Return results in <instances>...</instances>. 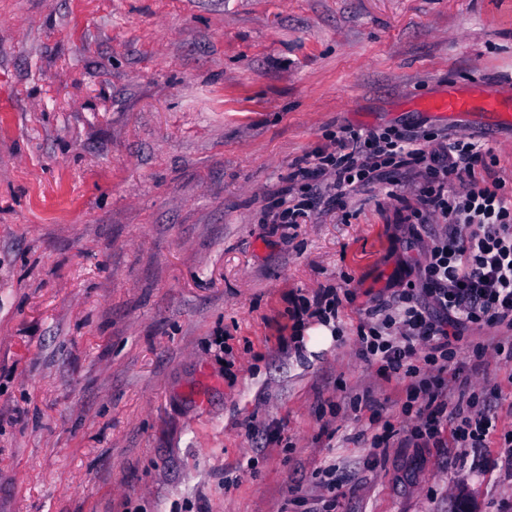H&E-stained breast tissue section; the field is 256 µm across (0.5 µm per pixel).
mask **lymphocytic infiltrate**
Instances as JSON below:
<instances>
[{
  "label": "lymphocytic infiltrate",
  "mask_w": 512,
  "mask_h": 512,
  "mask_svg": "<svg viewBox=\"0 0 512 512\" xmlns=\"http://www.w3.org/2000/svg\"><path fill=\"white\" fill-rule=\"evenodd\" d=\"M334 149L297 163L288 182L301 190L292 205L269 212L273 224H297L319 198L345 208L347 192L377 179L401 187L419 181L403 221L420 236L432 229L416 280L389 299L375 300L358 328L359 351L381 375L406 383L405 440L435 448L454 443L473 452L483 467L498 418L483 409L466 414L449 405L457 380L448 374L455 342L475 327L512 332V206L490 161L491 152L471 139L432 130L390 128L343 131ZM341 299L326 288L295 301L294 330L306 320L336 321Z\"/></svg>",
  "instance_id": "obj_1"
}]
</instances>
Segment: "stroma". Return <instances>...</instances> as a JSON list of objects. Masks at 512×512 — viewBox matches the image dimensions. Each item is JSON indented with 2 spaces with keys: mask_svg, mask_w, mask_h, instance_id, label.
Segmentation results:
<instances>
[{
  "mask_svg": "<svg viewBox=\"0 0 512 512\" xmlns=\"http://www.w3.org/2000/svg\"><path fill=\"white\" fill-rule=\"evenodd\" d=\"M469 82L512 95V0H0V512H512L496 459L372 445L411 422L357 329L431 243L402 247L414 182L265 221L344 129L471 137L512 198L511 126L416 105ZM325 288L331 346L279 348ZM505 337L448 364L496 385L495 445ZM341 304L339 294L333 288H325L319 291L312 296L311 300L301 298L298 301H293L291 317L294 324L290 341L294 344L298 342L294 340L301 328L305 327L304 321L306 319H315L328 325L331 321L334 323L339 318Z\"/></svg>",
  "mask_w": 512,
  "mask_h": 512,
  "instance_id": "35a3bbf8",
  "label": "stroma"
}]
</instances>
